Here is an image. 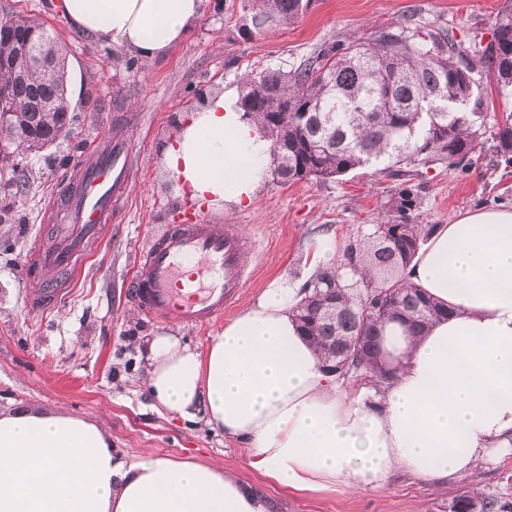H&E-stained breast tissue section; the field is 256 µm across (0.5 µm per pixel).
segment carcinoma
<instances>
[{"mask_svg":"<svg viewBox=\"0 0 512 512\" xmlns=\"http://www.w3.org/2000/svg\"><path fill=\"white\" fill-rule=\"evenodd\" d=\"M310 0H244L242 29L262 32L291 25ZM0 57L29 42L32 56L50 64L32 77L0 76V158L26 159L69 137L71 101L67 50L40 23L0 19ZM485 77L501 96L512 95V0L498 10L492 39L466 47L453 32L425 29L406 18L365 43L328 44L284 71L247 72L239 105L272 142V180L325 181L360 167L385 165L400 180L394 201L370 228L346 245L340 265L325 267L303 286L293 309L301 334L323 355L337 379L374 387L393 377L381 361L378 331L399 320L417 331L448 309L403 281L402 274L435 227L419 223L411 167L444 165L469 171L485 143ZM490 149L512 164V114L495 121ZM479 512H512V502L471 487L455 494Z\"/></svg>","mask_w":512,"mask_h":512,"instance_id":"obj_1","label":"carcinoma"}]
</instances>
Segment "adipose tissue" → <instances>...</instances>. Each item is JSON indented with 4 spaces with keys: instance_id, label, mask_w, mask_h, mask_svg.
Here are the masks:
<instances>
[{
    "instance_id": "1",
    "label": "adipose tissue",
    "mask_w": 512,
    "mask_h": 512,
    "mask_svg": "<svg viewBox=\"0 0 512 512\" xmlns=\"http://www.w3.org/2000/svg\"><path fill=\"white\" fill-rule=\"evenodd\" d=\"M206 0H63L76 29L151 61L183 43ZM231 87L206 97L160 149L176 194L209 207L250 203L268 177L271 141ZM405 281L452 309L420 335L384 328L397 367L348 395L291 316L301 296L269 281L205 350L160 335L144 386L153 407L204 419L243 442L251 465L294 492L384 487L403 471L446 489L475 460L512 453V207L439 225ZM0 512H269L219 464L116 455L94 423L0 414Z\"/></svg>"
}]
</instances>
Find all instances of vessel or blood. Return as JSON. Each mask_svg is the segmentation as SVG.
<instances>
[{
	"mask_svg": "<svg viewBox=\"0 0 512 512\" xmlns=\"http://www.w3.org/2000/svg\"><path fill=\"white\" fill-rule=\"evenodd\" d=\"M128 162L129 147L117 140L101 146L83 166L80 188L69 200L63 224L48 246L29 255L25 274L40 279L42 286L38 307L53 306L62 293L52 273L78 274L87 243L102 236ZM253 260V251L233 225L221 228L204 220L173 224L144 251L131 294L149 317L211 324L241 298Z\"/></svg>",
	"mask_w": 512,
	"mask_h": 512,
	"instance_id": "obj_1",
	"label": "vessel or blood"
}]
</instances>
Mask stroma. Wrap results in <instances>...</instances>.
<instances>
[{"mask_svg":"<svg viewBox=\"0 0 512 512\" xmlns=\"http://www.w3.org/2000/svg\"><path fill=\"white\" fill-rule=\"evenodd\" d=\"M55 2L0 0V17L22 13L70 47L74 131L72 140L29 159L23 193L0 184V204L9 208L0 219V411L28 406L87 419L106 434L116 454L128 458L192 456L223 464L273 502L276 512H448L455 491L469 487V477L456 478L448 490L400 473L385 487L357 493L289 492L251 466L243 443L215 433L204 421L153 410L143 385L150 339L164 334L201 349L208 332L143 316L129 289L142 252L166 225L202 217L237 224L254 248L257 268L239 304L225 312L233 317L274 278L299 285L309 280L316 236L332 233L337 250H344L358 229L376 223L399 186L369 167L326 181L270 180L237 209L189 205L176 197L159 147L176 133L178 116L200 106L201 95L237 84L248 71L296 67L329 42L369 41L409 15L429 28L453 30L463 44L487 41L503 0H311L294 24L248 40L239 33L241 0H207L182 44L132 69L126 66L128 52L85 36ZM116 135L127 141L134 159L125 191L112 206L111 228L88 245L78 279L56 306L31 307L39 288L25 276L27 258L64 210L81 164L104 137ZM414 181L425 224H450L481 206L512 205V167L489 159L465 174L441 165L423 169Z\"/></svg>","mask_w":512,"mask_h":512,"instance_id":"obj_1","label":"stroma"}]
</instances>
